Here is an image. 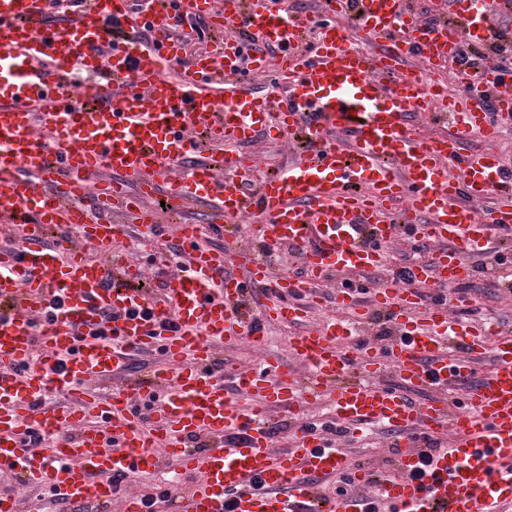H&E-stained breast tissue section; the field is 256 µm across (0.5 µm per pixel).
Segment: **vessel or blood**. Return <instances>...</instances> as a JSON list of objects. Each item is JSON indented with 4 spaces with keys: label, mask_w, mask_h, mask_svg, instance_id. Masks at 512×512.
Masks as SVG:
<instances>
[{
    "label": "vessel or blood",
    "mask_w": 512,
    "mask_h": 512,
    "mask_svg": "<svg viewBox=\"0 0 512 512\" xmlns=\"http://www.w3.org/2000/svg\"><path fill=\"white\" fill-rule=\"evenodd\" d=\"M324 13L287 0H154L140 13L135 0H75L62 12L51 0H0V477L12 484L0 512H42L38 499L18 507L14 490L29 485L61 512H112V474L165 462L177 476L166 512H224L228 501L233 512H363L323 492L342 475L371 484L392 512H512V332L452 321L444 307L413 316L427 289L473 280L476 260L512 236V171L467 146L512 124V70L463 57L512 51V0H445L427 13L415 0H325ZM198 17L243 36L184 58L174 30ZM352 24L372 51L347 46ZM414 59L457 64L464 99L433 91L409 71ZM421 112L453 133L423 136ZM275 119L307 152L251 185L237 147ZM199 130L221 157L199 151ZM160 192L183 215L205 205L224 239L238 217L260 215L256 250L202 246L186 223L177 269L156 295L136 288L140 265L108 251L131 225L141 241L163 238L140 207ZM491 195L496 205L478 212ZM111 209L129 224L112 223ZM20 225L25 238L5 243ZM398 236L436 248L409 281L370 282ZM285 249L302 275L275 271ZM241 260L244 276L233 271ZM325 300L341 316L311 322ZM378 314L393 327L381 341L370 336ZM272 319L295 328L290 348L306 372L276 361L217 370L224 340L261 345ZM145 354L154 362L135 373ZM388 370L404 389L382 383ZM98 380L115 386L100 393ZM411 391L430 398L412 404ZM320 401L330 423L394 431L397 474L350 466L305 418ZM273 408L296 425L280 454Z\"/></svg>",
    "instance_id": "obj_1"
}]
</instances>
